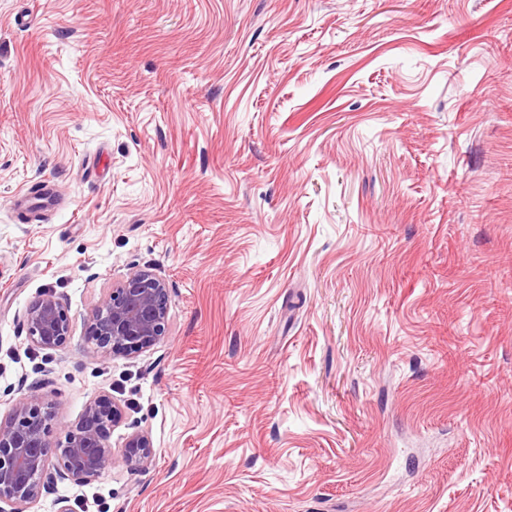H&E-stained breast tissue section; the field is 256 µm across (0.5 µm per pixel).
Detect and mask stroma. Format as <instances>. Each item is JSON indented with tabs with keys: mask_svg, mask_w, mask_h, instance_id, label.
<instances>
[{
	"mask_svg": "<svg viewBox=\"0 0 512 512\" xmlns=\"http://www.w3.org/2000/svg\"><path fill=\"white\" fill-rule=\"evenodd\" d=\"M145 267L165 337L90 356ZM32 390L156 451L38 512H512V0H0V420ZM27 340L48 351L63 348L71 336V320L62 302L52 294H44L31 302L25 312Z\"/></svg>",
	"mask_w": 512,
	"mask_h": 512,
	"instance_id": "obj_1",
	"label": "stroma"
}]
</instances>
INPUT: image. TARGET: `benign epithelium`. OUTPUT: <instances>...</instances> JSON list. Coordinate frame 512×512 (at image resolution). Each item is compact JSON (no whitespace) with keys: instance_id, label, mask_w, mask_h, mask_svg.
Wrapping results in <instances>:
<instances>
[{"instance_id":"benign-epithelium-1","label":"benign epithelium","mask_w":512,"mask_h":512,"mask_svg":"<svg viewBox=\"0 0 512 512\" xmlns=\"http://www.w3.org/2000/svg\"><path fill=\"white\" fill-rule=\"evenodd\" d=\"M170 293L148 269L127 274L101 295L85 324L90 352L106 358L133 356L165 336ZM27 340L48 351L63 348L71 320L62 302L44 294L25 312ZM123 412L109 394L93 396L81 422L56 440L50 438L52 407L35 391L18 398L8 419L0 420V512H37L43 492L57 479L76 485L95 480L121 461L132 470L148 468L155 456L150 435L136 431L123 445L110 444Z\"/></svg>"}]
</instances>
